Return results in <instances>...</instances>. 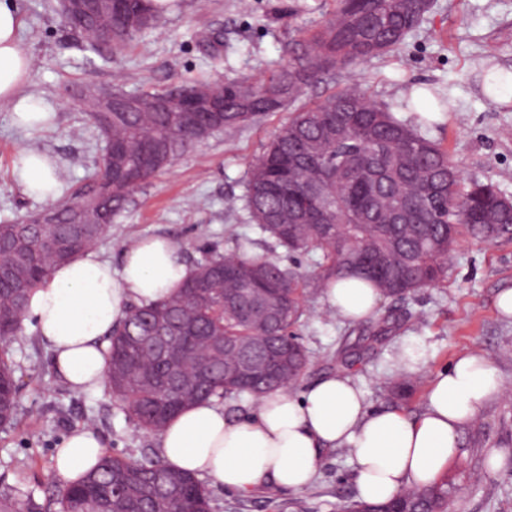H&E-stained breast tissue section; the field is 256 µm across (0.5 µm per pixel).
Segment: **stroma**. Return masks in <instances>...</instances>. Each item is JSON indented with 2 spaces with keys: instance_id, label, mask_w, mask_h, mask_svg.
<instances>
[{
  "instance_id": "35a3bbf8",
  "label": "stroma",
  "mask_w": 512,
  "mask_h": 512,
  "mask_svg": "<svg viewBox=\"0 0 512 512\" xmlns=\"http://www.w3.org/2000/svg\"><path fill=\"white\" fill-rule=\"evenodd\" d=\"M335 6L336 0H179L172 13L114 53L106 47L86 50L84 38L65 24L56 0H20V44L33 59L23 92L40 100L54 120L30 130L15 123L10 106L0 104V224L47 206L27 196L13 177L22 149L35 148L56 160L59 200L85 188L103 141L78 104L82 86L138 92L208 77L259 80L300 53L297 29L315 26ZM202 28L219 36L221 58H211L198 42ZM486 59L495 61L498 72L512 69V0H433L399 50L363 61L337 80L312 82L302 100L320 101L346 82L404 119L412 88L450 99L452 112L421 126V133L447 148L462 180L490 182L512 195V110L504 108L512 103V91L501 90L494 100L481 94L472 76ZM288 117V111L274 112L256 124L211 134L186 151L133 195L97 252L117 269L124 249L146 236L172 239L188 264L239 244L267 249L268 241L249 224L238 202L249 163ZM229 200L235 209H226ZM506 288H512V242L460 239L446 283L401 303H380L379 314H392L399 325L383 346L346 372L370 408H385V385L405 372L402 352L417 350L419 386L403 407L415 415L433 376L458 355L480 350L492 357L504 390L463 429L459 450L445 468L457 488L450 512H512V317L497 309L498 294ZM370 325L367 319L349 321L333 313L323 295H307L306 313L294 332L313 357L292 395L301 396L335 374L338 344L366 335ZM9 350L18 366L20 408L17 425L0 427V491L19 488L32 494L41 512H55L50 503L55 452L62 438L79 427L96 431L112 455L156 454L157 436L139 431L107 393L73 392L32 331ZM212 497L214 512H289L287 504L295 500L304 512H339L358 498L356 472L349 454L329 448L315 482L304 490L284 489L271 500L262 489L241 494L216 487Z\"/></svg>"
}]
</instances>
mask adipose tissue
<instances>
[{
  "label": "adipose tissue",
  "mask_w": 512,
  "mask_h": 512,
  "mask_svg": "<svg viewBox=\"0 0 512 512\" xmlns=\"http://www.w3.org/2000/svg\"><path fill=\"white\" fill-rule=\"evenodd\" d=\"M31 57L20 46L14 0H0V103L11 105L21 125L47 120L40 102L21 95L31 75ZM29 196L58 195L54 167L43 153L23 150L14 167ZM177 244L164 236L137 240L123 252L120 271L96 251L58 266L48 282L30 294L24 323L46 345L57 373L71 390L105 386L108 337L134 303L169 295L188 276ZM328 307L360 321L372 317L379 298L358 280H340L326 294ZM500 379L488 354L472 351L432 379L420 415L373 410L348 377L318 380L301 397L281 390L263 397L242 420L225 417L210 400L181 411L159 436V454L174 467L209 478L215 486L249 493L275 486L298 491L318 471L323 449H348L361 500L380 502L397 492L432 483L459 446L463 428L498 395ZM94 431H72L55 454L57 473L81 478L102 455Z\"/></svg>",
  "instance_id": "1"
}]
</instances>
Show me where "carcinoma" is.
<instances>
[{
  "mask_svg": "<svg viewBox=\"0 0 512 512\" xmlns=\"http://www.w3.org/2000/svg\"><path fill=\"white\" fill-rule=\"evenodd\" d=\"M118 10H98L86 25L95 49L100 31H116L113 49L123 50L153 27L158 14L148 0H121ZM425 13L404 0H336V8L307 33L306 50L259 81L247 77L196 81L202 95L219 94L224 112H208L214 132L234 129L270 112L291 107L313 79L349 72L358 63L398 48ZM101 88L81 96L103 140L118 148L100 155L89 190L48 208L52 222L38 215L0 224V343L23 329L31 291L56 266L96 245L138 188L126 173L148 150L161 159L138 173L139 185L166 168L188 148V135L171 126L172 113L149 102L163 90L139 94L145 107L112 113L103 127L97 118ZM413 120L399 119L387 104L347 84L323 100L294 109L249 165L245 206L250 223L286 253L321 252L316 270L282 264L270 250L237 247L227 255L196 262L176 291L130 308L112 331L107 357V390L120 396L126 417L143 432L158 435L186 407L203 400L258 398L295 385L311 363L301 340L282 333L305 313L311 285L323 290L340 277L357 275L385 300L403 301L448 278L450 254L461 237L493 244L512 240V199L491 183L463 184L441 144L421 134ZM161 321L182 333L179 374L183 393L166 387L170 373L145 341L144 327ZM391 325L383 315L371 343L336 351V372L353 366ZM17 365L0 351V426L14 423L20 398ZM407 375L385 387L387 399L404 401L415 391ZM57 512H212L211 491L197 476L159 456L127 459L103 454L82 479L55 485ZM455 486L443 476L404 490L389 500L354 501L342 512H448ZM28 495L0 492V512H37Z\"/></svg>",
  "mask_w": 512,
  "mask_h": 512,
  "instance_id": "cac0c4a2",
  "label": "carcinoma"
}]
</instances>
